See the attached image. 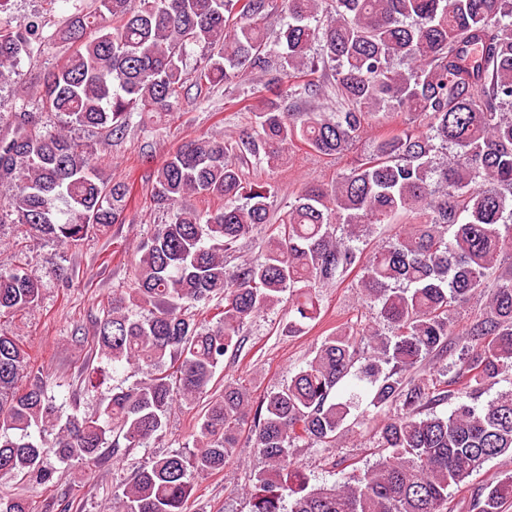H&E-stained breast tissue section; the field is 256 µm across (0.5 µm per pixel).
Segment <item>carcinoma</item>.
Wrapping results in <instances>:
<instances>
[{"mask_svg":"<svg viewBox=\"0 0 512 512\" xmlns=\"http://www.w3.org/2000/svg\"><path fill=\"white\" fill-rule=\"evenodd\" d=\"M59 38L76 49L48 71L37 109L10 104L0 137V223L32 237L82 240L127 220L130 186L105 178L98 160L143 112H177L186 57L201 49L195 85H261L251 128L236 137L192 138L154 170L150 201L173 211L140 243L134 288L114 296L95 326L100 357L142 377L109 388L93 416L56 403L39 380L20 393L30 356L0 327V473L32 486L54 481V457L88 467L112 449L162 443L175 401L206 399L193 453L153 455L112 486V512H185L199 475L224 470L241 432L263 459L247 490L250 512H448L450 489L483 463L512 455V387L483 394L512 373V0H283L270 45V0H97ZM38 20L0 18V82L46 39ZM320 54L311 55L314 46ZM336 98L333 112L300 101ZM64 117L51 126L43 113ZM402 128L329 186L307 183L278 218L275 186L249 176L300 145L334 158L367 127ZM71 127L105 128L84 145ZM453 157L436 161V153ZM385 224L393 235L364 251L359 242ZM242 240L260 254L228 268ZM361 272L365 324L338 327L285 383L254 401L240 381L215 393L227 355L244 330L292 293L288 332L320 315V288ZM487 293L484 312L456 344L449 312ZM40 280L0 269V317L37 305ZM215 303V321L199 315ZM147 310L135 316L130 306ZM433 360L451 383L421 373ZM371 387L379 459L345 481L315 486L294 449L328 450L361 395H338L348 376ZM453 404L446 414L436 408ZM512 475L473 499L478 512H503ZM0 512H34L0 497Z\"/></svg>","mask_w":512,"mask_h":512,"instance_id":"obj_1","label":"carcinoma"}]
</instances>
